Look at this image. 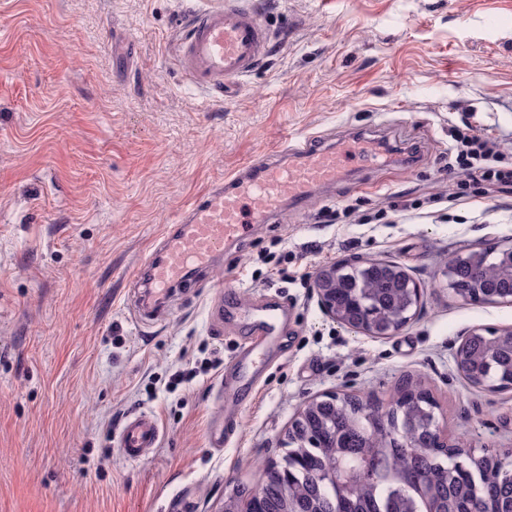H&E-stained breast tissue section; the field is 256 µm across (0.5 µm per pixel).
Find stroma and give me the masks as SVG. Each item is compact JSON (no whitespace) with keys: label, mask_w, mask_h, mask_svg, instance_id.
I'll list each match as a JSON object with an SVG mask.
<instances>
[{"label":"stroma","mask_w":512,"mask_h":512,"mask_svg":"<svg viewBox=\"0 0 512 512\" xmlns=\"http://www.w3.org/2000/svg\"><path fill=\"white\" fill-rule=\"evenodd\" d=\"M254 2L273 51L216 102L176 52L224 0H0V512H222L282 458L305 403L386 404L407 382L451 442L512 455V390L471 386L455 361L472 329L512 328V303L462 301L446 275L454 254L512 247V196L427 203L448 191L462 116L506 133L512 160V0ZM357 135L375 162L283 200L141 313L135 273L201 189L296 139ZM324 208L339 223H316ZM352 259L403 266L416 318L381 338L328 318L299 277ZM266 297L291 322L242 378ZM229 383L237 431L213 448ZM142 412L162 435L133 462L118 438Z\"/></svg>","instance_id":"obj_1"}]
</instances>
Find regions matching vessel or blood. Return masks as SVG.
<instances>
[{"instance_id":"b4317fda","label":"vessel or blood","mask_w":512,"mask_h":512,"mask_svg":"<svg viewBox=\"0 0 512 512\" xmlns=\"http://www.w3.org/2000/svg\"><path fill=\"white\" fill-rule=\"evenodd\" d=\"M269 44V31L257 12L242 6L240 0H224L223 8L192 16L177 60L190 83L220 94L229 83L256 68ZM293 153L295 163L263 162L257 177L237 175L202 191L179 220L171 241L149 264L146 286L153 297L168 296L189 270L209 267L227 242L241 239L251 225L267 219L282 197L307 199L316 187L334 185L344 165L366 163L376 155L373 144L360 138L340 151L307 140ZM159 439L155 414L140 413L122 430V453L128 459H139Z\"/></svg>"}]
</instances>
